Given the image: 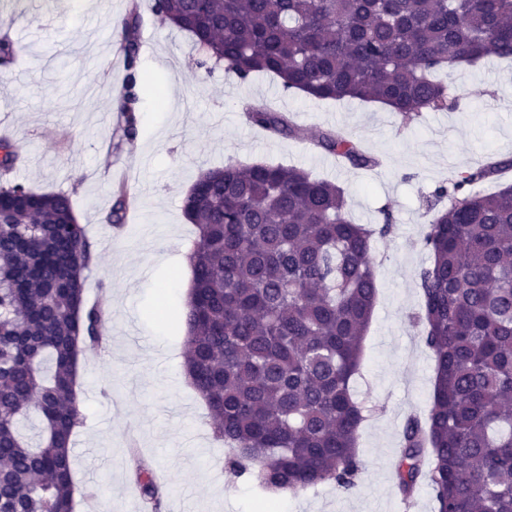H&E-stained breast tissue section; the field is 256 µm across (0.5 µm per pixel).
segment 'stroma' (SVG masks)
I'll return each instance as SVG.
<instances>
[{
    "label": "stroma",
    "instance_id": "1",
    "mask_svg": "<svg viewBox=\"0 0 512 512\" xmlns=\"http://www.w3.org/2000/svg\"><path fill=\"white\" fill-rule=\"evenodd\" d=\"M142 17L139 63L171 92L165 106L150 94L136 105L137 133L127 136L111 101L125 76L112 20L130 7ZM153 0H112V18L68 0H29L6 27L23 52L0 72V131L19 153L14 179L38 192L66 193L85 224L95 257L85 297L106 316L105 339L84 357L80 403L85 424L72 441L76 492L93 488L99 512H124L134 488L126 441L168 480L161 512H260L272 502L251 475L231 474L227 448L214 439L204 402L184 374L183 338L152 317L162 306L182 314L189 284L183 256L196 235L182 199L201 170L232 161L297 165L341 186L351 219L376 233L371 257L377 297L359 374L352 380L365 408L361 469L350 492L325 482L282 496V512H436L419 485L404 500L393 477L408 417L424 416L433 391V355L416 315L423 303L418 272L429 262L422 238L432 218L427 201L447 180L489 160L512 159V62L489 58L439 77L454 109L411 118L359 101H317L283 91L279 79L240 81L223 67L196 66L191 38L155 16ZM247 103L288 113L298 137L271 135L249 123ZM340 129L375 158L372 167L339 166L316 138ZM128 191L130 219L115 232L103 216L118 187Z\"/></svg>",
    "mask_w": 512,
    "mask_h": 512
}]
</instances>
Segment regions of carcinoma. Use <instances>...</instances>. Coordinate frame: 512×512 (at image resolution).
I'll return each mask as SVG.
<instances>
[{
    "instance_id": "cac0c4a2",
    "label": "carcinoma",
    "mask_w": 512,
    "mask_h": 512,
    "mask_svg": "<svg viewBox=\"0 0 512 512\" xmlns=\"http://www.w3.org/2000/svg\"><path fill=\"white\" fill-rule=\"evenodd\" d=\"M164 23L245 80L275 74L318 100L390 105L405 118L448 109L436 73L487 56L512 58V0H154ZM137 5L113 26L127 75L120 115L136 132L143 90ZM250 121L278 135L299 129L264 105ZM316 146L356 166L376 164L341 131ZM0 170L18 155L0 139ZM512 161L448 177L427 226L431 262L418 274L422 339L433 354L424 418L411 417L396 463L404 498L428 480L437 512H512V187L481 185ZM198 230L181 317L190 385L232 471L298 494L325 482L348 491L360 471L364 410L351 379L377 295L373 231L346 216L344 190L296 167L229 162L199 173L182 200ZM119 188L107 221L120 224ZM92 262L85 225L63 193L0 187V512H75L71 445L83 410L74 392V333L103 342L104 312L85 300ZM38 439L21 431L31 416ZM135 483L154 512L163 486L131 450Z\"/></svg>"
}]
</instances>
